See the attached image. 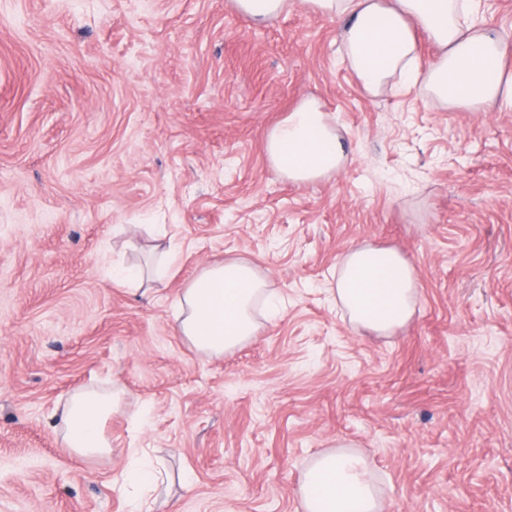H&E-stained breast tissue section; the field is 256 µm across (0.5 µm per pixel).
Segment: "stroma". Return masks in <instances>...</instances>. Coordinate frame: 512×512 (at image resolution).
I'll list each match as a JSON object with an SVG mask.
<instances>
[{"label": "stroma", "instance_id": "1", "mask_svg": "<svg viewBox=\"0 0 512 512\" xmlns=\"http://www.w3.org/2000/svg\"><path fill=\"white\" fill-rule=\"evenodd\" d=\"M338 28L307 0H0V512H303L339 445L384 512H512V110L368 95ZM311 96L350 163L293 182L265 138ZM364 242L419 277L390 333L332 292ZM166 248L165 281L114 280ZM227 256L277 314L213 356L172 313ZM115 385L110 452L74 455L61 409ZM134 448L162 478L116 490ZM290 2L288 0H237L240 10L259 20L279 16Z\"/></svg>", "mask_w": 512, "mask_h": 512}]
</instances>
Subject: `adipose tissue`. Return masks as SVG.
<instances>
[{"label": "adipose tissue", "mask_w": 512, "mask_h": 512, "mask_svg": "<svg viewBox=\"0 0 512 512\" xmlns=\"http://www.w3.org/2000/svg\"><path fill=\"white\" fill-rule=\"evenodd\" d=\"M316 13L336 18L350 68L363 90L380 93L391 80L424 84L448 106L482 111L512 108V40L490 36L465 20L460 0H308ZM440 49L418 69V34ZM270 163L294 182H309L342 171L348 159L319 100H303L271 128L265 141ZM416 270L395 250L365 244L340 259L336 299L351 322L388 333L411 318L417 297ZM266 292V277L244 257L204 266L178 298L176 332L195 348L219 356L254 336L255 306ZM118 404L114 392L90 389L67 401L58 428L66 447L93 458L112 446L106 424ZM303 512H383L366 462L343 450L318 455L300 488Z\"/></svg>", "instance_id": "ef3b65f1"}]
</instances>
